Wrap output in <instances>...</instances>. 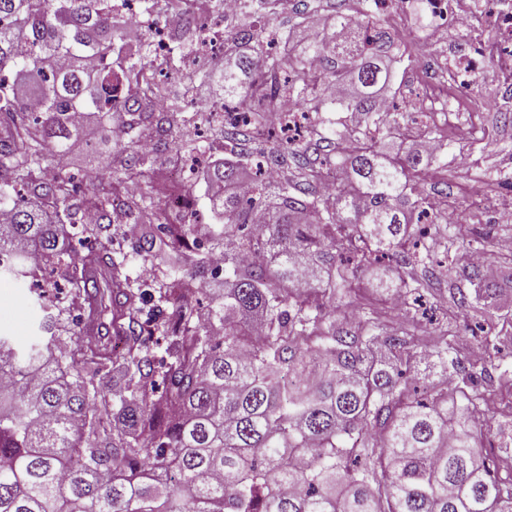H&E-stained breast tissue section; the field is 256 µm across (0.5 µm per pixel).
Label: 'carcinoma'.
<instances>
[{"mask_svg":"<svg viewBox=\"0 0 512 512\" xmlns=\"http://www.w3.org/2000/svg\"><path fill=\"white\" fill-rule=\"evenodd\" d=\"M363 2L355 31L339 3L330 35L275 52L266 28L224 19V97L260 99L243 125L213 128L224 150L239 153L244 128L273 136L266 113L281 90L360 121L316 130L336 141L334 160L311 163L290 138L209 171L224 213L214 227L191 223V181L169 189L182 213L150 190L155 159L140 150L150 130L183 158L206 154L197 120L161 106L153 75L139 99H118L152 37L127 40L114 0H0V74L19 76L0 78V273L50 272L34 289L42 335L23 349L0 335V512H512V481L479 452L487 404L472 376L431 381L448 373V337L421 358L409 330L336 320L354 306L358 272L384 263L386 287L421 300L427 284L400 268L436 251L405 209L437 224L443 207L417 191L422 156L383 145L429 131L390 108L394 41ZM201 39L194 20L171 36L169 68ZM77 113L113 122L119 139L107 176L83 193L62 165L82 139ZM290 164L291 177L263 175ZM132 179L142 187L129 196ZM118 215L140 228L127 252L109 247ZM444 229L482 250L468 225ZM131 254L156 273L132 277ZM486 263L491 276L462 270L474 292L457 303L493 318L512 254Z\"/></svg>","mask_w":512,"mask_h":512,"instance_id":"carcinoma-1","label":"carcinoma"}]
</instances>
